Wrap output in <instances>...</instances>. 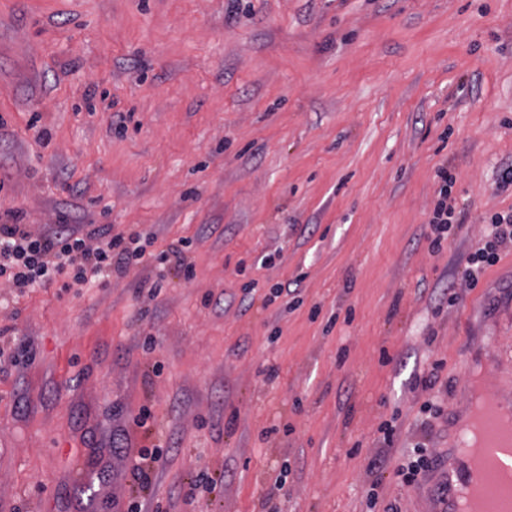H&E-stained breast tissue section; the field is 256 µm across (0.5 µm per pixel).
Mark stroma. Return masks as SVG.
I'll return each instance as SVG.
<instances>
[{
	"label": "stroma",
	"instance_id": "stroma-1",
	"mask_svg": "<svg viewBox=\"0 0 512 512\" xmlns=\"http://www.w3.org/2000/svg\"><path fill=\"white\" fill-rule=\"evenodd\" d=\"M511 163L512 0H0V214L147 236L101 285L0 281V507L435 512L398 464L447 457L472 357L512 386V245L461 280ZM438 176L443 180L445 184L439 191V197L441 199L438 200L437 204L435 205L433 217L430 221L433 234L430 246L435 252H439L443 248V242L448 238L447 231L452 226V224H460L456 222V208L451 203L448 194V171L441 169Z\"/></svg>",
	"mask_w": 512,
	"mask_h": 512
}]
</instances>
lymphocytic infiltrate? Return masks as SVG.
Returning a JSON list of instances; mask_svg holds the SVG:
<instances>
[{
    "label": "lymphocytic infiltrate",
    "mask_w": 512,
    "mask_h": 512,
    "mask_svg": "<svg viewBox=\"0 0 512 512\" xmlns=\"http://www.w3.org/2000/svg\"><path fill=\"white\" fill-rule=\"evenodd\" d=\"M489 224L492 239L468 258L465 278L472 285L484 267L497 261L500 247L512 242V214H492ZM132 258L122 237L112 235L106 224L87 233L78 224H54L35 234L19 224L17 213L0 219V278L18 288H45L61 278L67 287H81L111 272H126Z\"/></svg>",
    "instance_id": "f902f5d3"
}]
</instances>
